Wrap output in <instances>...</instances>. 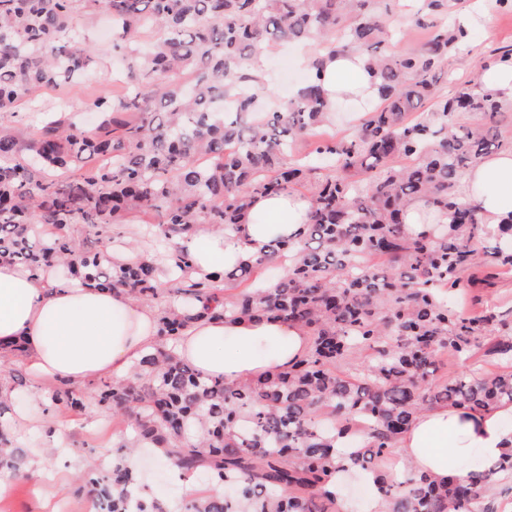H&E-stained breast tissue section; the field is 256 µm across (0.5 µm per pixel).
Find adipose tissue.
<instances>
[{
	"mask_svg": "<svg viewBox=\"0 0 512 512\" xmlns=\"http://www.w3.org/2000/svg\"><path fill=\"white\" fill-rule=\"evenodd\" d=\"M328 102L347 95L372 100L376 80L358 56L323 55L320 68ZM460 190L478 208L482 224L495 227L512 215V151L483 157L467 168ZM310 209L308 198L290 192L258 195L242 224L232 233L198 226L181 238L180 249L200 277L217 268L239 266L259 255L273 240L297 241ZM157 308L88 285L59 286L55 270L0 260V346L20 348L21 363L38 402L12 425H38L62 434L47 416V396L57 387H79L106 376H124L144 353L163 342L157 334ZM311 346L297 325L268 319L209 320L193 323L176 352L206 377L239 382L269 370L287 369ZM394 470L369 473L370 512H390L379 490L383 480L414 470L439 480L454 474L457 462L479 450L486 466L512 449V405L474 412L440 405L418 415L400 441Z\"/></svg>",
	"mask_w": 512,
	"mask_h": 512,
	"instance_id": "ef3b65f1",
	"label": "adipose tissue"
}]
</instances>
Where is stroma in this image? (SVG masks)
Returning a JSON list of instances; mask_svg holds the SVG:
<instances>
[{"instance_id":"35a3bbf8","label":"stroma","mask_w":512,"mask_h":512,"mask_svg":"<svg viewBox=\"0 0 512 512\" xmlns=\"http://www.w3.org/2000/svg\"><path fill=\"white\" fill-rule=\"evenodd\" d=\"M415 5L413 0H399L395 4L393 22L395 36L390 44L394 53L402 54L421 46L428 37L427 28L417 26L411 18ZM462 21L472 29L470 41L456 51L449 53L445 69L447 78L441 79L437 90L446 92L460 85H475L480 61L486 60L490 49L512 48V12L500 10L497 0H483L481 13L471 11L461 13ZM85 28L102 55L101 65L82 82L72 86L66 95L52 89L38 91L32 98L19 102L18 113L21 120L16 127L22 137H29L36 123L29 117L30 112L38 108L54 106L60 98H67L73 106L79 107L89 98L114 91L121 80L113 72L112 43L115 35L112 20L104 13L83 21ZM323 49L320 41L314 40L298 48L295 46L277 47L264 64L266 85L279 98L291 97L306 78V70L299 61V53L319 54ZM98 381L84 385L88 395V407L82 414L76 415L63 411L64 420L72 425L65 437L61 449L47 448L42 434L37 431H18L14 437L29 453V469L40 468L60 480L57 494L58 503L69 504L71 512H92L89 497L76 496L74 484L86 470L89 462L110 457L113 449L129 435L128 429L118 424L110 409L98 405L92 394L98 388ZM145 487L152 495L172 506H179L187 499L183 489L174 481L168 468L159 464L156 455L145 453L138 459Z\"/></svg>"}]
</instances>
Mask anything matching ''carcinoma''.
<instances>
[{"label": "carcinoma", "mask_w": 512, "mask_h": 512, "mask_svg": "<svg viewBox=\"0 0 512 512\" xmlns=\"http://www.w3.org/2000/svg\"><path fill=\"white\" fill-rule=\"evenodd\" d=\"M381 0H0V119L44 87L88 75L100 55L77 31L78 17L112 15L128 91L100 97L95 131L68 106L39 118L21 139L0 122V259L34 268L61 263L63 280L121 291L158 305V333L176 341L201 319L273 318L311 336L308 353L286 371L235 383L204 377L175 347L143 354L124 378L105 383L99 403L133 433L112 461L96 463L82 488L92 512H169L142 493L127 463L136 445L178 469L210 476L214 490L185 512H338L326 489L336 433L360 429L351 463H381L415 415L436 405L487 410L512 404V369L432 380L444 352L485 343L512 363V320L471 315L451 295L494 288L512 271V217L494 230L457 194L470 164L499 143V97L475 87L432 97L448 53L468 32L445 22L460 0H425L415 23L424 45L386 50ZM157 33L140 41L144 29ZM322 39L328 53H355L377 79L379 106L357 134L321 141L287 161L293 144L333 113L313 75L290 99L269 107L262 58L278 43ZM476 121L459 129L455 116ZM306 188L312 198L300 239L276 241L251 262L203 277L168 247L198 224L233 232L251 197ZM424 199L448 212L438 233L413 236L406 209ZM158 219L159 255L110 258L128 244L133 218ZM284 262L271 288L237 290L254 271ZM166 268L167 287H158ZM349 362L345 371L340 364ZM18 374L4 375L0 415ZM53 404L80 414L83 395L55 390ZM26 454L0 428V471L18 472ZM512 475V450L494 467L436 482L408 472L380 487L390 512H496L491 490Z\"/></svg>", "instance_id": "cac0c4a2"}]
</instances>
